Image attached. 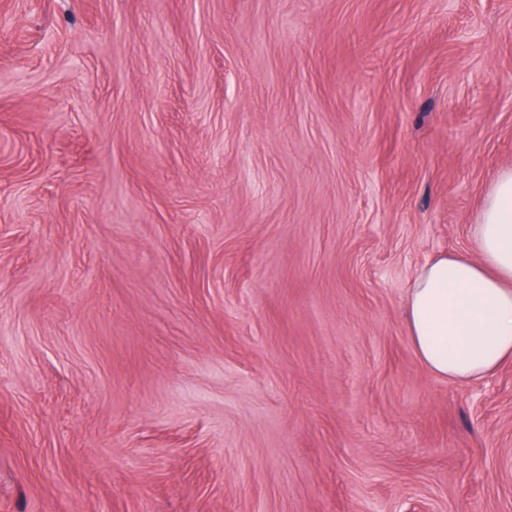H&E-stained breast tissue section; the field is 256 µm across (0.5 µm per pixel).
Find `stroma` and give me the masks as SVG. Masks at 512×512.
I'll return each mask as SVG.
<instances>
[{"instance_id":"stroma-1","label":"stroma","mask_w":512,"mask_h":512,"mask_svg":"<svg viewBox=\"0 0 512 512\" xmlns=\"http://www.w3.org/2000/svg\"><path fill=\"white\" fill-rule=\"evenodd\" d=\"M0 512H512V361L405 330L512 168V0H0Z\"/></svg>"}]
</instances>
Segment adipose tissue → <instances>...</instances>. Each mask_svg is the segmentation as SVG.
Segmentation results:
<instances>
[{
    "mask_svg": "<svg viewBox=\"0 0 512 512\" xmlns=\"http://www.w3.org/2000/svg\"><path fill=\"white\" fill-rule=\"evenodd\" d=\"M472 236L477 256L429 262L404 299V323L422 364L462 384L512 359V169L498 174Z\"/></svg>",
    "mask_w": 512,
    "mask_h": 512,
    "instance_id": "obj_1",
    "label": "adipose tissue"
}]
</instances>
